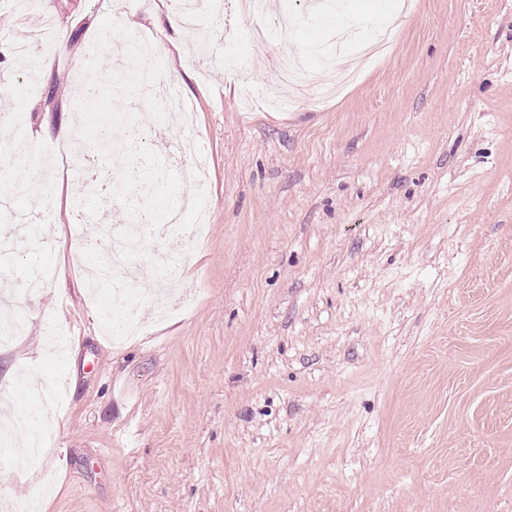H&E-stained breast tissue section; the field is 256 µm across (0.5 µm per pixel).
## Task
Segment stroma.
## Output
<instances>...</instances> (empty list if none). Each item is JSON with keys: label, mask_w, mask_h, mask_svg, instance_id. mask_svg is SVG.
<instances>
[{"label": "stroma", "mask_w": 512, "mask_h": 512, "mask_svg": "<svg viewBox=\"0 0 512 512\" xmlns=\"http://www.w3.org/2000/svg\"><path fill=\"white\" fill-rule=\"evenodd\" d=\"M246 66H191L192 38L167 21L170 0H129L126 20L158 35L140 68L177 70L197 107L211 164L205 239L185 240V305L144 304L115 340L71 243L83 185L45 152L82 161L73 73L113 24L112 0H45L43 13L0 0V78L12 82L27 173H52L48 218L61 235L48 286L23 336L0 348V410L49 431L35 459L0 451V512L22 497L40 512H512V0H416L383 59L331 95L326 25L290 0L311 81L297 108L246 107L264 86L250 23L224 0ZM50 14V74L19 71L11 43ZM104 98L144 136L125 157L121 226L160 224L164 192L141 200L147 156L165 124L133 107L115 71ZM69 336L64 358L46 324Z\"/></svg>", "instance_id": "stroma-1"}]
</instances>
